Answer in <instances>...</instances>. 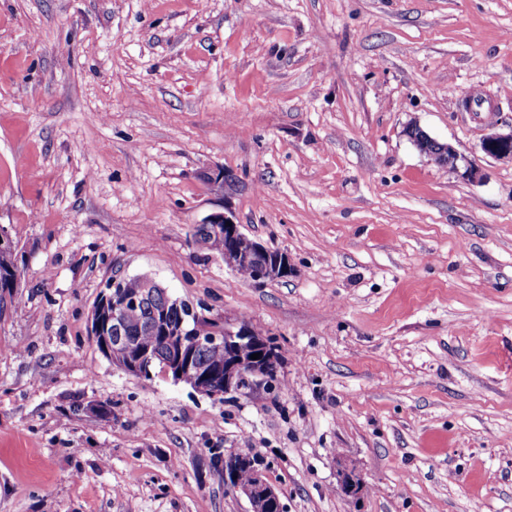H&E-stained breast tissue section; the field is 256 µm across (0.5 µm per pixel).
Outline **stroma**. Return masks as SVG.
<instances>
[{
  "instance_id": "stroma-1",
  "label": "stroma",
  "mask_w": 512,
  "mask_h": 512,
  "mask_svg": "<svg viewBox=\"0 0 512 512\" xmlns=\"http://www.w3.org/2000/svg\"><path fill=\"white\" fill-rule=\"evenodd\" d=\"M493 130L512 131V0H0V225L21 270L0 512H251L210 464L224 449L263 459L284 512H512V162L481 151ZM219 210L291 274L228 267L197 233ZM115 275L248 321L275 389L216 401L114 366L89 318ZM419 126H410L407 129V135L413 144L423 153H427L433 157V159L441 164L445 165V160L449 156V166L452 170L460 173V176L467 181H479L481 179V171L475 166L471 160L464 156L457 154V152L447 144L436 142L432 138H428Z\"/></svg>"
}]
</instances>
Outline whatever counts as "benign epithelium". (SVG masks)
Here are the masks:
<instances>
[{"label":"benign epithelium","instance_id":"benign-epithelium-1","mask_svg":"<svg viewBox=\"0 0 512 512\" xmlns=\"http://www.w3.org/2000/svg\"><path fill=\"white\" fill-rule=\"evenodd\" d=\"M482 151L498 160L512 161V131L508 133L491 132L481 143ZM449 166L467 181L481 179V171L471 160L448 148ZM204 179L213 194H224V183L228 175L222 169L207 173ZM210 231L224 236V262L236 269L241 264L253 267L251 281L264 282L272 277H286L291 273L288 256L271 251L260 243L247 238L239 224L223 211L209 214L203 221ZM125 278H112L101 295V305L112 306V336L102 335L104 322L98 312H92L90 335L102 352H109V346L125 348L132 356L125 360H112V364L125 372L143 379L160 375L175 383H184L189 376L199 374V384L195 390L207 396L220 399L226 395L248 396L259 390H269L273 381L267 376L265 363L275 355L269 342L255 334L252 326L243 320L233 323L205 317L190 304L176 298L168 299L164 309L153 314L151 323L161 328L166 336L164 349L155 357L134 350V343L125 336L122 315L125 310L137 307L163 290L157 282L148 277L139 278L140 287L130 290L124 285ZM179 313L176 324L167 323L169 310ZM250 344L263 348L265 355L250 360L245 366L241 358V349ZM198 345L216 346L224 349V365L206 370L197 367L194 361V347ZM243 454L235 451L224 452L220 468L224 471V484L236 479ZM234 490L245 495L252 512H270L271 507L280 505L278 491L268 483L264 471L254 468L249 483L234 485Z\"/></svg>","mask_w":512,"mask_h":512}]
</instances>
